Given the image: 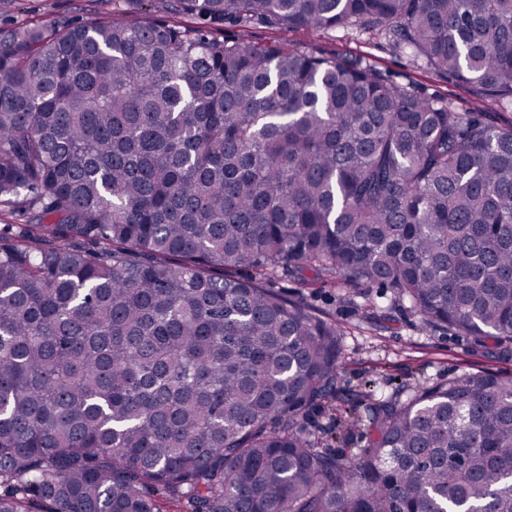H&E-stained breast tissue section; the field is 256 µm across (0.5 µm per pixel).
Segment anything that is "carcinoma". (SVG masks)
<instances>
[{
  "mask_svg": "<svg viewBox=\"0 0 512 512\" xmlns=\"http://www.w3.org/2000/svg\"><path fill=\"white\" fill-rule=\"evenodd\" d=\"M171 11L0 30V512H512V380L377 399L335 450L301 420L341 333L264 284L511 349L512 123L211 32L363 24L512 106V0Z\"/></svg>",
  "mask_w": 512,
  "mask_h": 512,
  "instance_id": "obj_1",
  "label": "carcinoma"
}]
</instances>
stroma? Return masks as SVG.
<instances>
[{
	"label": "stroma",
	"mask_w": 512,
	"mask_h": 512,
	"mask_svg": "<svg viewBox=\"0 0 512 512\" xmlns=\"http://www.w3.org/2000/svg\"><path fill=\"white\" fill-rule=\"evenodd\" d=\"M165 10V0H0V30L30 21L51 24L110 14L142 20L164 16ZM242 32L230 23L220 30L229 38ZM243 33L256 43L276 41L324 57L363 59L393 81L439 96L457 111L479 112L502 125L512 123L511 107L480 97L473 88L367 27L316 31L255 24ZM268 285L301 300L342 330L339 395L344 398L359 391L355 417L366 418L372 397H388L401 388L432 387L486 371L505 380L512 378V354L488 353L470 339L426 325L420 315L390 305L377 286L319 280L302 288L291 275L273 277Z\"/></svg>",
	"instance_id": "stroma-1"
}]
</instances>
